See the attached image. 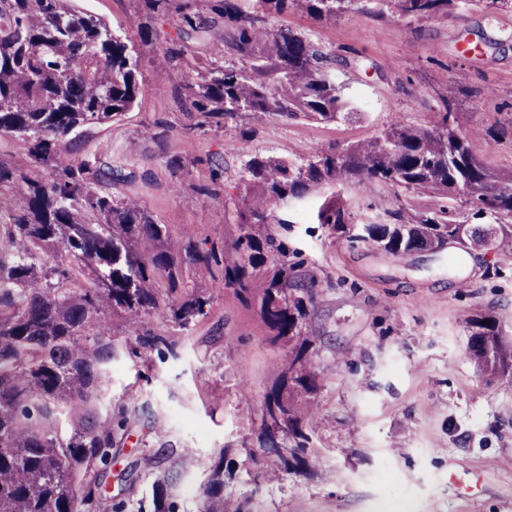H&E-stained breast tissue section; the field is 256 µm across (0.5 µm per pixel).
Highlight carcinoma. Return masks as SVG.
<instances>
[{"label":"carcinoma","instance_id":"1","mask_svg":"<svg viewBox=\"0 0 512 512\" xmlns=\"http://www.w3.org/2000/svg\"><path fill=\"white\" fill-rule=\"evenodd\" d=\"M145 0L146 15L175 21L176 37L167 59L183 69V42L223 26L221 41L241 59L224 64V53L185 78L182 94L196 112L198 129L224 128L253 114L318 122L354 114L336 85L335 55L324 42L274 27L273 15L300 9L319 21L366 12L384 17L424 18L448 14L472 0ZM141 92L137 59L128 39L71 0H0V135L23 143L33 166L47 176H31L0 163V512H97L100 475L112 462V420L88 407L102 390L114 343L95 333L105 311L142 317L166 302L178 331L207 315L211 297L185 285L183 274L210 276L247 299L252 274L265 270L259 285L260 315L275 340L295 342L285 365L287 393L268 399L262 427L270 435L290 434L295 445L279 455L285 467L305 466L307 410L295 402L316 390L303 336L306 304L283 295L298 291L273 226L284 223L274 206L303 197L312 188L352 180H377L408 194H433L462 201L475 215L468 224L459 209L403 204L400 195L385 204L384 224H364L363 241L399 255L430 249L448 239L465 247L494 235L500 250H512V169L486 167L472 151V138L457 135L459 123L448 99L440 98L431 128L393 124L374 139L338 148L316 147L286 160L255 154L244 163L238 183L235 223L240 236L233 251L215 252L190 243L167 245L166 225L124 198L100 188L124 181L119 169L105 173L89 156H70L67 145L91 127L121 118ZM323 224L344 228L334 201L319 212ZM78 270L90 279L79 294L67 288ZM166 278L161 294L154 281ZM470 354L493 373L504 371L512 348L495 317L471 322ZM171 336L149 329L136 336L132 354L156 350L175 354ZM71 434L58 430L61 415ZM224 457L211 470L199 512H244L245 503L224 498ZM165 478L154 482L151 512H177Z\"/></svg>","mask_w":512,"mask_h":512}]
</instances>
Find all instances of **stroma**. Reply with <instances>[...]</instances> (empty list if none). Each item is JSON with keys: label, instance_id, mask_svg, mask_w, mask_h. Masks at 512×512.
<instances>
[{"label": "stroma", "instance_id": "stroma-1", "mask_svg": "<svg viewBox=\"0 0 512 512\" xmlns=\"http://www.w3.org/2000/svg\"><path fill=\"white\" fill-rule=\"evenodd\" d=\"M126 35L139 57L141 94L122 120L94 130L75 149L103 169H121L117 189L166 226L168 243L239 235L234 201L241 166L264 153L296 159L317 146L366 142L395 122L430 127L437 94L452 98L472 149L489 168L512 169V8L471 0L448 15L411 20L354 13L318 23L291 10L274 16L322 40L339 58L336 83L359 116L318 123L252 119L238 131L191 130L183 74L164 56L171 22L142 44L140 0H76ZM218 169L225 193L198 194ZM394 187L381 181L323 186L291 202L274 233L283 260L310 286L304 321L317 390L307 424L308 471H285L262 414L279 389L292 345L271 342L254 304L234 289L189 276L211 295L207 316L179 333L175 355L142 362L129 347L142 329L171 332L166 306L131 318L101 314L100 336L116 346L96 402L99 418L122 421L101 484L100 512L150 504L167 476L178 512H197L218 458L230 461L225 494L249 512H512V370L488 376L468 352L470 323L493 315L512 342V254L448 246L392 255L354 242L349 231L385 222ZM337 199L345 231L318 221Z\"/></svg>", "mask_w": 512, "mask_h": 512}]
</instances>
